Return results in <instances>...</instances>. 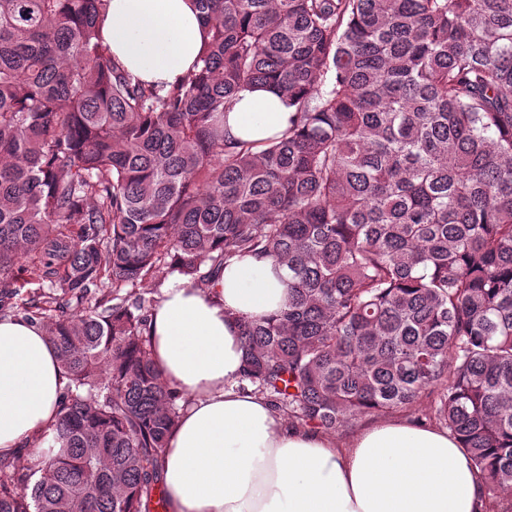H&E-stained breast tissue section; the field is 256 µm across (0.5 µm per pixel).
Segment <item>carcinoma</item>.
I'll return each mask as SVG.
<instances>
[{
	"label": "carcinoma",
	"mask_w": 512,
	"mask_h": 512,
	"mask_svg": "<svg viewBox=\"0 0 512 512\" xmlns=\"http://www.w3.org/2000/svg\"><path fill=\"white\" fill-rule=\"evenodd\" d=\"M108 2L0 0V284L45 285L22 319L68 378L0 512H156L178 395L140 288L247 255L288 304L240 321L241 381L327 433L425 396L511 496L512 0H196L169 88L112 59ZM257 86L288 128L226 139Z\"/></svg>",
	"instance_id": "cac0c4a2"
}]
</instances>
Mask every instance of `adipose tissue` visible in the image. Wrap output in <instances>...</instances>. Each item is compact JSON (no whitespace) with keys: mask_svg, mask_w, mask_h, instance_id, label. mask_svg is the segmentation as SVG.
<instances>
[{"mask_svg":"<svg viewBox=\"0 0 512 512\" xmlns=\"http://www.w3.org/2000/svg\"><path fill=\"white\" fill-rule=\"evenodd\" d=\"M101 34L116 62L147 84L192 70L205 26L194 0H109ZM291 115L273 89L239 92L227 137L259 143ZM285 271L271 260H231L212 287L173 275L150 322V356L181 399L160 480L165 512H512L489 503L448 431L408 420L371 423L348 437L298 428L261 394L242 389L244 349L231 310L248 318L286 302ZM67 379L45 329L0 320V455L55 421Z\"/></svg>","mask_w":512,"mask_h":512,"instance_id":"1","label":"adipose tissue"}]
</instances>
